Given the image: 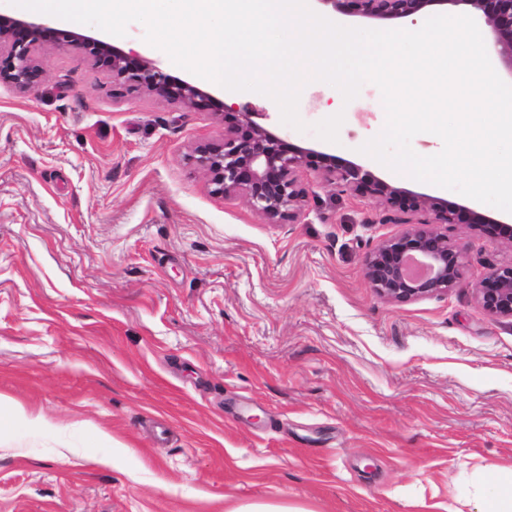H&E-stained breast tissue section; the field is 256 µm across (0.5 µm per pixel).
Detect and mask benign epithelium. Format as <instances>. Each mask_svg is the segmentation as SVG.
Instances as JSON below:
<instances>
[{
    "mask_svg": "<svg viewBox=\"0 0 512 512\" xmlns=\"http://www.w3.org/2000/svg\"><path fill=\"white\" fill-rule=\"evenodd\" d=\"M338 13L373 20L415 18L439 4L469 5L493 36L501 60L512 69V0H319ZM84 46L112 82L197 112L228 120L224 137L196 146L194 160L211 177L212 192L224 199L243 195L253 211L272 224H293L302 212L304 169L322 171L355 195L401 213H425L434 224H465L495 241L512 244V225L463 205L417 193L379 179L361 166L311 148L294 146L257 125L252 113L227 106L199 86L176 80L148 59L114 45L45 22L0 14V84L29 92L44 80L38 47ZM461 249L448 236L423 224L373 248L364 259L370 288L392 303H407L448 292L461 277ZM476 299L490 315L512 320V264L493 269L478 284Z\"/></svg>",
    "mask_w": 512,
    "mask_h": 512,
    "instance_id": "obj_1",
    "label": "benign epithelium"
}]
</instances>
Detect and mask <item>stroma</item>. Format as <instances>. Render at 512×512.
<instances>
[{"mask_svg": "<svg viewBox=\"0 0 512 512\" xmlns=\"http://www.w3.org/2000/svg\"><path fill=\"white\" fill-rule=\"evenodd\" d=\"M194 81L130 23L50 18ZM35 92L0 86V512H454L512 467V321L475 289L512 244L463 224L449 293L377 296L364 259L409 228L312 169L294 224L214 195L195 147L223 116L118 91L78 46L41 51ZM287 142L393 176L361 146L371 83L300 93L338 143L262 94L211 86Z\"/></svg>", "mask_w": 512, "mask_h": 512, "instance_id": "stroma-1", "label": "stroma"}]
</instances>
